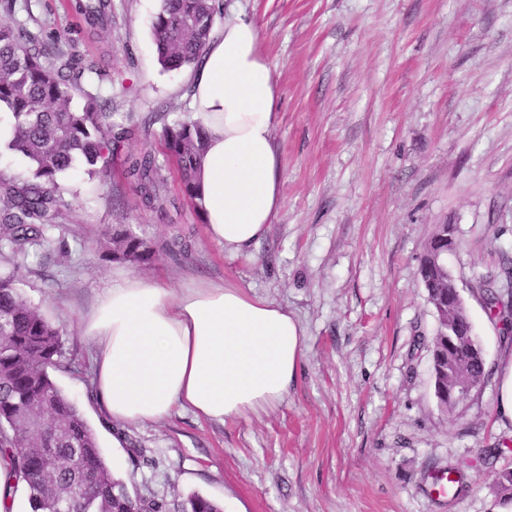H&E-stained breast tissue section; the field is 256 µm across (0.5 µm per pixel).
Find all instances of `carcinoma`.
<instances>
[{
    "mask_svg": "<svg viewBox=\"0 0 512 512\" xmlns=\"http://www.w3.org/2000/svg\"><path fill=\"white\" fill-rule=\"evenodd\" d=\"M79 23L90 28L106 20L109 0H70ZM219 5L216 0H160L152 21L158 61L166 71L196 63L213 32ZM56 35L44 40L0 17V108L12 114L15 136L7 150L31 163L28 175L6 177L0 172V241L15 255L28 247L50 242L61 208L67 206L63 175L90 167L89 173L112 174V155L127 140L148 134L151 121L112 126V100L101 95V67L84 75L68 74L69 55ZM83 103L74 104L75 93ZM162 149L181 177L183 195L196 199V177L203 155V131L192 120L167 126ZM124 177L142 206L168 219L179 212L165 194L167 175L150 151L129 154L122 163ZM96 252L113 261L145 263L150 246L128 230L107 231ZM420 275L428 301L438 315L430 349L432 366L442 373L446 390L465 384L478 388L486 375V360L470 319L454 309L452 275L444 257L420 261ZM17 273H0V471L5 476V512L21 495L28 512H222L214 501L193 493L170 503L152 493L134 498L122 493L123 483L107 465L95 433L76 403L58 387L50 371L58 368L62 336L46 316L16 287ZM479 290L489 314L512 328V258L501 272L479 278ZM44 420L41 435L28 428V416ZM81 468L68 463L72 455ZM492 492L503 505L512 504V468L487 476Z\"/></svg>",
    "mask_w": 512,
    "mask_h": 512,
    "instance_id": "carcinoma-1",
    "label": "carcinoma"
}]
</instances>
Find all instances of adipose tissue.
Listing matches in <instances>:
<instances>
[{"mask_svg":"<svg viewBox=\"0 0 512 512\" xmlns=\"http://www.w3.org/2000/svg\"><path fill=\"white\" fill-rule=\"evenodd\" d=\"M257 26L235 18L212 35L189 97L205 130L198 202L210 238L245 251L283 206L274 145L278 86ZM106 414L159 422L174 411L226 422L280 407L295 383L303 331L287 307L232 285L189 280L179 290L118 278L83 324Z\"/></svg>","mask_w":512,"mask_h":512,"instance_id":"obj_1","label":"adipose tissue"}]
</instances>
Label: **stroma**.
Returning <instances> with one entry per match:
<instances>
[{"label":"stroma","mask_w":512,"mask_h":512,"mask_svg":"<svg viewBox=\"0 0 512 512\" xmlns=\"http://www.w3.org/2000/svg\"><path fill=\"white\" fill-rule=\"evenodd\" d=\"M257 25L280 93L274 144L284 204L250 252L212 242L189 204L175 221L146 210L121 174L125 154L161 152L164 127L191 119L190 68L157 61L160 0H111L112 25L77 36L81 65L111 75L112 123L151 119L122 143L103 180L72 192L50 247L17 257V286L63 337L51 376L94 431L130 495L192 493L224 512H512L485 483L512 467V422L497 412L505 350L479 277L512 256V0H220ZM64 0H32L49 32ZM456 228L447 265L486 356L484 383L444 414L429 344L437 318L419 275L437 225ZM127 228L154 249L145 264L92 246ZM178 288L197 277L288 306L303 331L298 378L276 410L210 422L175 411L115 422L94 396L93 344L79 325L119 272ZM462 467L442 497L434 474Z\"/></svg>","instance_id":"35a3bbf8"}]
</instances>
